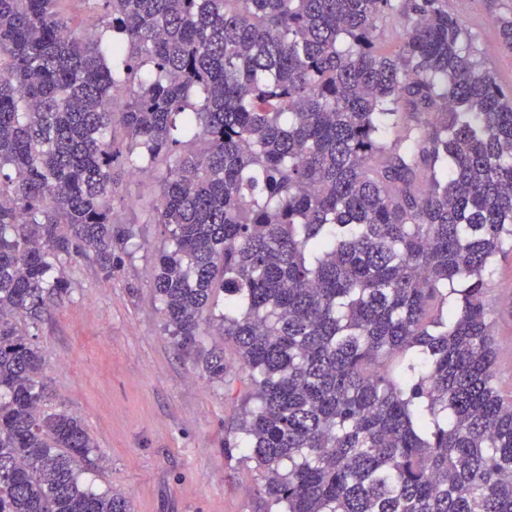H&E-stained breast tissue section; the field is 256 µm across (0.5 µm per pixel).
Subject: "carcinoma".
Segmentation results:
<instances>
[{"label": "carcinoma", "mask_w": 512, "mask_h": 512, "mask_svg": "<svg viewBox=\"0 0 512 512\" xmlns=\"http://www.w3.org/2000/svg\"><path fill=\"white\" fill-rule=\"evenodd\" d=\"M0 0V512H128L95 442L42 408L31 339L157 191L152 288L204 376L249 391L224 453L267 512H512V401L484 279L512 253V93L448 0ZM401 20L392 34L390 19ZM91 3L82 1L66 2L61 8L66 16L71 18L81 28H93L95 13L91 10ZM155 183L150 179L148 182L126 176L119 184L120 194L124 198V204L121 209L118 207L119 218L128 220L134 215L143 220L141 216V199L148 195L154 189ZM200 350L223 351L226 358L235 362V352L231 343L224 341V333L217 328H211L207 336H202Z\"/></svg>", "instance_id": "obj_1"}]
</instances>
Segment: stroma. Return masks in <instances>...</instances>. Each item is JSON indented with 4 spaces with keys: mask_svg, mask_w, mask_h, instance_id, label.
<instances>
[{
    "mask_svg": "<svg viewBox=\"0 0 512 512\" xmlns=\"http://www.w3.org/2000/svg\"><path fill=\"white\" fill-rule=\"evenodd\" d=\"M497 84L512 91V51L496 21L512 17V0H448ZM141 250L104 281L93 259L69 264V289L44 315L33 338L42 358L46 407L77 416L94 440L89 474L98 490L126 496L130 512H266L257 474L241 455L226 457L224 435L247 391L232 395L208 383L197 352L178 347L150 285L152 254L168 232L138 224ZM497 386L512 394V254L486 274Z\"/></svg>",
    "mask_w": 512,
    "mask_h": 512,
    "instance_id": "35a3bbf8",
    "label": "stroma"
}]
</instances>
